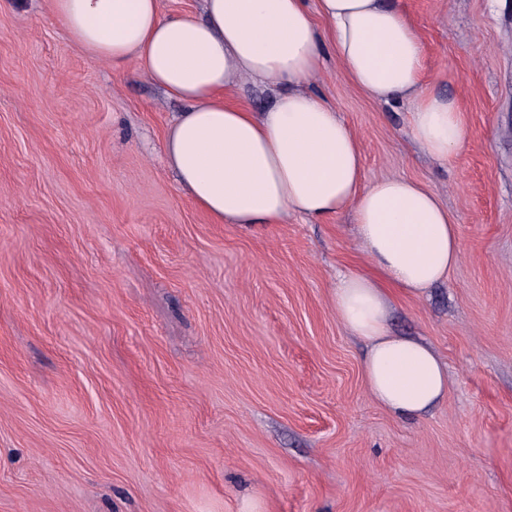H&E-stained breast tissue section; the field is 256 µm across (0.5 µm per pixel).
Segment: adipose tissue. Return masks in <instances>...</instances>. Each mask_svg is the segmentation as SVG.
Segmentation results:
<instances>
[{
  "label": "adipose tissue",
  "mask_w": 512,
  "mask_h": 512,
  "mask_svg": "<svg viewBox=\"0 0 512 512\" xmlns=\"http://www.w3.org/2000/svg\"><path fill=\"white\" fill-rule=\"evenodd\" d=\"M52 13L91 61L137 68L185 102L163 146L192 202L218 224H277L345 211L371 273L341 275L339 320L367 347L362 371L377 404L416 416L448 394V369L428 344L392 335L394 294L422 296L460 260L454 223L420 182L364 183L360 143L336 110L309 92L332 49L371 99L412 106L414 141L452 162L466 143L457 102L422 86L424 46L389 0H203L202 15L164 16L159 0H51ZM279 87L255 110L228 97L238 79Z\"/></svg>",
  "instance_id": "obj_1"
}]
</instances>
